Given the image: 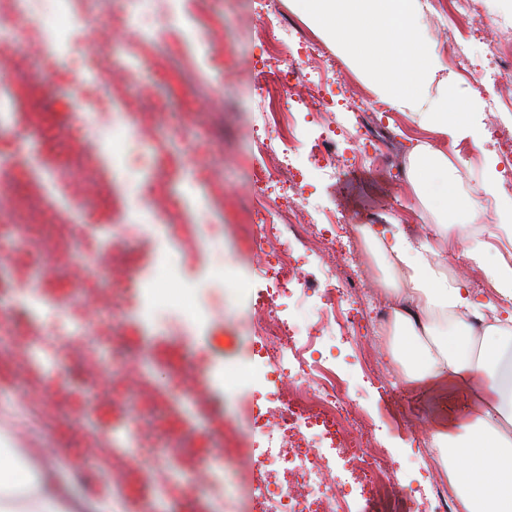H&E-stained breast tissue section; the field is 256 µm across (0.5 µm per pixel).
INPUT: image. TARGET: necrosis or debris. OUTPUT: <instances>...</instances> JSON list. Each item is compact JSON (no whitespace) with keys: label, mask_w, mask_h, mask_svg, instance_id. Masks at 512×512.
Masks as SVG:
<instances>
[{"label":"necrosis or debris","mask_w":512,"mask_h":512,"mask_svg":"<svg viewBox=\"0 0 512 512\" xmlns=\"http://www.w3.org/2000/svg\"><path fill=\"white\" fill-rule=\"evenodd\" d=\"M252 37L269 48V100L292 98L299 87L310 96L322 93L328 78L319 54L308 51L306 68L296 67L293 34L278 14L267 15ZM286 64L294 76L288 84L280 80ZM309 122L318 127V135L305 134L293 119L285 125L276 119L265 121V137L258 145L261 159L253 170L259 190L292 182L291 162L295 159L311 164L331 181L340 178L342 167L371 163V155L358 148L360 133L344 130L342 121L313 112ZM30 176L28 190L11 192L16 220L29 225L48 250L66 252L69 242L33 221L38 199L54 194L58 179L40 166L32 167ZM329 226L332 232L349 238L347 253L329 256L322 237L296 213H284L271 203L263 208L260 239L275 262L266 268L267 288L253 303L250 319L259 339L264 372L259 375L247 369L241 374L245 381L268 385L269 395L275 398L274 406L265 410L267 419L261 428L242 431L247 439L263 434L275 447L258 460L260 512H351L348 494L336 480L325 445L326 432L314 438L309 435L317 418L335 427L342 447L352 448L349 461L368 478L375 512H406L409 495L392 476L385 453L376 448L353 449L346 434L347 427L360 430L365 423L358 403L336 378L334 356L327 344L339 336L356 338L362 319L373 328H386L390 308L364 287L368 251L361 225L336 216ZM46 304L40 292L19 302L37 326L24 347L26 358L50 381L56 373L53 337L40 327Z\"/></svg>","instance_id":"4bbe7bcc"}]
</instances>
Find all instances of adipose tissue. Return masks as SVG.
Returning <instances> with one entry per match:
<instances>
[{
  "label": "adipose tissue",
  "instance_id": "1",
  "mask_svg": "<svg viewBox=\"0 0 512 512\" xmlns=\"http://www.w3.org/2000/svg\"><path fill=\"white\" fill-rule=\"evenodd\" d=\"M328 39L356 61L371 87L393 108L442 136V144H417L408 179L435 222L430 233L399 230L384 238L373 226L363 235L390 269L380 281L393 311L387 345L412 389L443 397L441 420L426 445L459 512H512V263L489 264L488 242L462 246L457 225L470 223L492 182L460 189L458 168L445 139L471 136L464 112L448 114V79L426 48L421 0H294ZM463 250L483 267L497 296L482 329L471 324L478 305L466 277L448 270L446 258ZM72 475L36 466L0 438V512H75Z\"/></svg>",
  "mask_w": 512,
  "mask_h": 512
}]
</instances>
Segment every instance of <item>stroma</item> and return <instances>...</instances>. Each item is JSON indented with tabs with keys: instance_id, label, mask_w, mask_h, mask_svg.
I'll return each instance as SVG.
<instances>
[{
	"instance_id": "obj_1",
	"label": "stroma",
	"mask_w": 512,
	"mask_h": 512,
	"mask_svg": "<svg viewBox=\"0 0 512 512\" xmlns=\"http://www.w3.org/2000/svg\"><path fill=\"white\" fill-rule=\"evenodd\" d=\"M73 10L84 18L76 32L77 57L49 51L41 21L20 22L21 45L0 44V56L9 58L17 78L47 76L43 90L51 102L46 113L31 114L25 93L0 81V104L15 115L12 128L0 132V161L6 163L0 194L27 183L21 157L38 148L46 166L59 172L58 193L71 207L65 213L54 200H43L41 223L64 235L73 216L89 233L68 253H49L28 242L9 208L0 206V270L23 286L36 265L60 268L46 288L52 309L45 321L51 326L82 320L88 328L79 344L56 339V376L44 383L39 368L24 362L27 328L15 314L14 298L0 296V354L11 360L0 368V412H8L16 396L41 393L49 420L39 439L52 451L50 463L73 471L80 491L95 498L111 494L112 478L120 476L125 500L116 512H178L185 501L197 512H210L213 494L197 483L196 474L203 460L218 453L224 456L226 512H257L255 462L267 443L259 435L244 441L241 430L258 414L259 387L223 389L210 382L216 369L261 365L248 299L216 276L218 265L242 264L252 269V286L259 289L265 285L260 271L269 261L257 244L264 199L250 168L268 73L265 48L250 29L268 11H278L304 45L319 49L329 73L323 98H307L298 112L343 113L348 126L365 133L366 150L391 158L387 165L348 171L336 183L299 167L312 222L326 223L328 214L341 212L349 223L374 224L388 235L402 220L432 223L407 172L412 147L433 136L380 99L293 0H180L176 18L164 0H143L136 7L130 0H76ZM133 10L158 30L155 45L143 46L138 27L129 24ZM444 66L454 95L448 106L467 101V121L475 131L448 145L468 191L498 175L494 133L512 131V112L489 110L495 90L480 68L462 71L449 60ZM115 123L134 128V136L113 141ZM108 239L129 261L131 273L94 262ZM164 251L178 258L182 278L198 298L215 307L209 322L194 324L184 305L166 301L158 304L154 320L144 319L139 281L160 277ZM115 347L139 354L140 384L125 380L119 366L106 377L83 370L82 361L106 358ZM387 352L369 336L337 339L336 372L388 451L411 506L425 512L438 479L408 428L428 419L436 404L369 374L366 360ZM186 395L199 399L198 419L182 413ZM108 438L122 450L111 467L83 447L85 440ZM172 458L177 477L163 498H154L147 479L166 471Z\"/></svg>"
}]
</instances>
